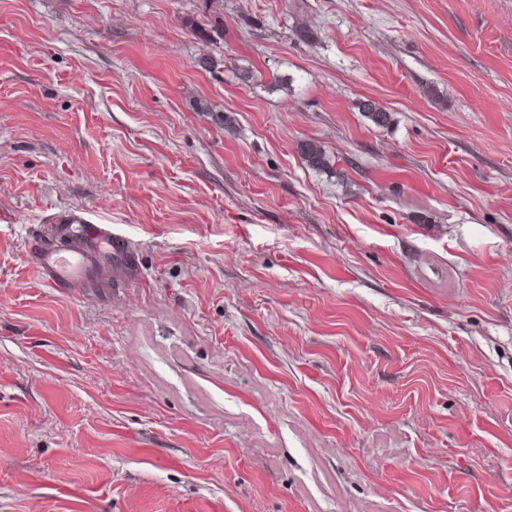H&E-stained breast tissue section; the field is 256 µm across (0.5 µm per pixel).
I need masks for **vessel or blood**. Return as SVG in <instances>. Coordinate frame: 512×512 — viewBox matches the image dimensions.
Segmentation results:
<instances>
[{
  "mask_svg": "<svg viewBox=\"0 0 512 512\" xmlns=\"http://www.w3.org/2000/svg\"><path fill=\"white\" fill-rule=\"evenodd\" d=\"M33 264L40 277L55 288H82L97 270L128 255L129 241L112 225L89 223L73 211L66 223L46 229L37 239Z\"/></svg>",
  "mask_w": 512,
  "mask_h": 512,
  "instance_id": "b4317fda",
  "label": "vessel or blood"
}]
</instances>
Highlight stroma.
Wrapping results in <instances>:
<instances>
[{"label": "stroma", "mask_w": 512, "mask_h": 512, "mask_svg": "<svg viewBox=\"0 0 512 512\" xmlns=\"http://www.w3.org/2000/svg\"><path fill=\"white\" fill-rule=\"evenodd\" d=\"M0 512H512V0H0ZM360 109L364 116L379 128H387L392 122V112L373 99H364L360 102ZM37 239L33 264L40 277L54 288H84L103 265L129 254L130 243L112 224H89L79 211L66 224H54ZM69 241L62 248L60 240Z\"/></svg>", "instance_id": "obj_1"}]
</instances>
